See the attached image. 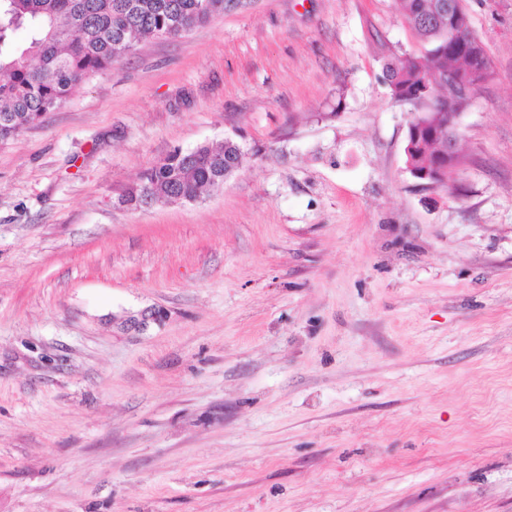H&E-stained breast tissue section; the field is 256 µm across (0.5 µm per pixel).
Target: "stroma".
<instances>
[{
    "mask_svg": "<svg viewBox=\"0 0 512 512\" xmlns=\"http://www.w3.org/2000/svg\"><path fill=\"white\" fill-rule=\"evenodd\" d=\"M464 6L452 188L397 0H226L0 145V512H512V0ZM226 139L220 191L122 204ZM402 4L403 17L417 37L427 44L428 57L407 55L398 58L390 64L389 88L392 98L398 103L410 104L415 112H446L443 114L442 127H445L442 137L431 138L428 133V123L433 120L430 114H419L418 120L410 122L406 145L412 144L409 157L405 162L413 167L424 169L416 171L414 175L427 181L428 185L438 186L445 178L448 169V155L459 153L457 148V127L462 112H448V98L470 103L477 82L472 83L470 78H461L448 70L455 68L466 73L472 67H484L490 72V62L485 53L482 40L476 35L470 26L457 31V37L466 43V52L463 56H454L448 59V55L463 53L462 43L454 36L448 40V45L441 47L440 38L451 27L459 29L462 21L458 15L448 13L447 8L441 5L450 4L455 11L467 14L462 0H399ZM448 17L450 18L448 21ZM423 60V61H421ZM443 80L448 83V98L434 99L436 90L442 89L436 86L434 89L427 86L431 97H425L422 92L431 80ZM452 131L448 133V127ZM458 155V154H457ZM439 167L440 169L436 168ZM429 168V169H425ZM432 168V169H431ZM443 168V169H442Z\"/></svg>",
    "mask_w": 512,
    "mask_h": 512,
    "instance_id": "obj_1",
    "label": "stroma"
}]
</instances>
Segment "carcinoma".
<instances>
[{"label": "carcinoma", "instance_id": "obj_1", "mask_svg": "<svg viewBox=\"0 0 512 512\" xmlns=\"http://www.w3.org/2000/svg\"><path fill=\"white\" fill-rule=\"evenodd\" d=\"M221 0H0V144L18 138L62 107L91 77L112 69L146 37L173 39L207 23ZM403 17L427 44L428 56L407 55L388 66L389 88L398 103L419 112L410 122L406 161L418 169L448 168V132L428 133L432 113L448 111V99L425 96L448 68L463 73L490 69L482 40L471 27L457 31L462 56L448 58L440 38L448 33V9L465 12L462 0H400ZM26 33L20 43L17 35ZM241 147L228 140L194 150L177 149L153 163L125 191L134 209L198 199L224 175L238 170Z\"/></svg>", "mask_w": 512, "mask_h": 512}]
</instances>
